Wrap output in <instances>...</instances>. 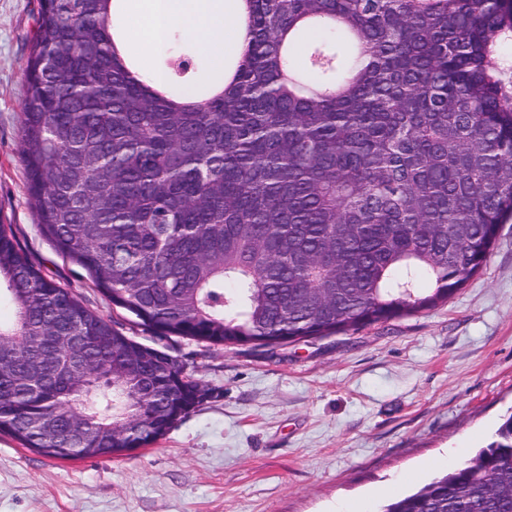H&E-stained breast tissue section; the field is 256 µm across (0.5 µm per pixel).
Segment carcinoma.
<instances>
[{
	"label": "carcinoma",
	"instance_id": "1",
	"mask_svg": "<svg viewBox=\"0 0 512 512\" xmlns=\"http://www.w3.org/2000/svg\"><path fill=\"white\" fill-rule=\"evenodd\" d=\"M113 0H40L21 159L41 234L156 336L251 349L448 302L512 218V0H245L217 94L151 87ZM57 62L46 64L47 58ZM0 433L122 457L207 391L45 274L0 224ZM380 512H512V413Z\"/></svg>",
	"mask_w": 512,
	"mask_h": 512
}]
</instances>
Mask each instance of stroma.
Listing matches in <instances>:
<instances>
[{"label":"stroma","mask_w":512,"mask_h":512,"mask_svg":"<svg viewBox=\"0 0 512 512\" xmlns=\"http://www.w3.org/2000/svg\"><path fill=\"white\" fill-rule=\"evenodd\" d=\"M39 0H0V222L93 311L149 342L38 231L21 163ZM204 402L130 455L59 460L0 433V512H378L512 413V220L447 303L272 350L169 343Z\"/></svg>","instance_id":"stroma-1"}]
</instances>
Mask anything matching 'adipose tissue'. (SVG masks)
Wrapping results in <instances>:
<instances>
[{
  "mask_svg": "<svg viewBox=\"0 0 512 512\" xmlns=\"http://www.w3.org/2000/svg\"><path fill=\"white\" fill-rule=\"evenodd\" d=\"M244 13V0H123L121 51L138 60L143 79L160 80L153 59L177 30L196 43L206 69L219 80L226 61L244 48Z\"/></svg>",
  "mask_w": 512,
  "mask_h": 512,
  "instance_id": "obj_1",
  "label": "adipose tissue"
}]
</instances>
